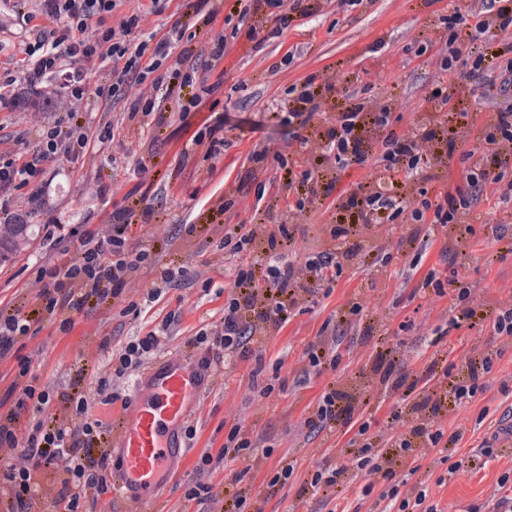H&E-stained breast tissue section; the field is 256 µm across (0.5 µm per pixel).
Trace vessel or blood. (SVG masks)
<instances>
[{
  "instance_id": "b4317fda",
  "label": "vessel or blood",
  "mask_w": 512,
  "mask_h": 512,
  "mask_svg": "<svg viewBox=\"0 0 512 512\" xmlns=\"http://www.w3.org/2000/svg\"><path fill=\"white\" fill-rule=\"evenodd\" d=\"M209 385L189 358L159 360L134 381L129 411L112 436V491L150 502L163 489L169 466L183 448L182 429Z\"/></svg>"
}]
</instances>
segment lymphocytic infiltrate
Wrapping results in <instances>:
<instances>
[{"label":"lymphocytic infiltrate","instance_id":"obj_1","mask_svg":"<svg viewBox=\"0 0 512 512\" xmlns=\"http://www.w3.org/2000/svg\"><path fill=\"white\" fill-rule=\"evenodd\" d=\"M168 2L151 0L146 6L140 0H14L25 34L18 50L28 64L20 78L8 71L0 73V112H34L41 119L34 130L0 134L4 147L12 141L34 143L27 156L6 148L0 153L1 224L27 223L29 214L19 209L17 199L23 194L29 203H43L49 185L48 167L64 161L75 164L108 149L114 129L140 116L152 117L157 139L172 125L189 131L180 155L186 158L196 150L204 153L210 164L201 173L203 182L221 174L218 162L224 155L223 122L193 132L187 119L208 94L201 78L221 64L228 38L223 29L212 27L199 35L191 31L189 22L178 21L168 28H155L147 39L134 40V33L150 16L163 14ZM318 9L317 0H234L224 21H252L253 33L271 41L287 28L289 14L309 16ZM511 29L512 0H467L464 10L449 14L447 34L434 41L423 40L416 50L420 56L433 54L437 77L434 91L427 97L431 110L404 132L389 128L392 104L351 94L335 126L322 134L320 150H310L308 138L298 137V152L304 157L301 173L288 172L282 153L273 154L266 148L256 153V161L271 156L286 170L283 187L294 195L295 202L287 206V218L237 224L233 221L234 200H217L214 211L226 221L219 247L233 271V283L219 321L199 328L188 342L190 350L199 353L203 367L228 366L249 357L255 337L282 330L303 299L331 293L344 265L365 269L388 265L391 253L368 248L366 230L404 219L412 230L398 240L396 248L411 251L412 263L417 266L440 228L477 222V196L484 194L512 207V181H505L503 174L505 168L512 167V59L501 61L493 49L499 37ZM467 61L474 70L493 73L497 78L496 85L481 94L491 106L483 136L485 148L462 155L469 165L467 187L456 189L446 200L436 196L411 200L407 187L425 169L452 158L453 138L469 124L467 113L456 107V85L444 81ZM102 70L107 71L110 84L97 90L105 106L93 124L82 118L88 96L85 77ZM48 78L60 87V94L43 91L42 84ZM336 85L333 77L320 82L308 78L287 104L288 123L308 126ZM374 130L383 131L384 136L372 142L368 134ZM444 131L449 141H441ZM342 160L389 173L390 187L375 179L359 183L341 204L342 209L356 210L357 223L330 225L325 250L306 254L300 262L288 259L286 252L301 230L297 218L315 214L328 196L318 180L319 169ZM159 218L158 209L144 198L115 206L104 228L82 231L74 256L62 255L40 267L38 276L46 285L38 294V312L44 320L69 331L74 314L93 303H109L119 316L129 315L132 307L123 294L126 279L142 270L151 278L147 303L159 301L175 285L179 272L134 240L136 226H148ZM455 289L463 306L450 316L449 327L460 328L486 313L494 334L512 339V299L484 307L473 304L469 284L456 283ZM172 323L168 317L144 335L130 337L112 355L111 381H98L71 396L75 413L85 415L94 408L112 407L119 396L109 391V384L122 383L131 371L144 368L162 353ZM457 366L466 375L456 380L451 372ZM493 367V354L469 350L462 352L454 365L446 356L433 355L419 375L408 370L397 375L385 369L382 378L389 381L392 391L412 400L408 412L397 411L391 416L392 421L401 423L402 432L384 448L380 437L370 435L369 423L357 425L349 442V463L316 467L307 487L332 500L340 484L358 479L363 487L353 512H439L437 503L429 499L427 483H420L412 493H401L394 465L398 458L419 448L443 454L457 447L462 433L445 434L436 420L487 394ZM10 391L17 396V406L35 401L39 416L23 430L18 429L14 414L0 416V447L22 449L32 462L30 468L0 473V494L11 499L12 512H32L34 471L60 465L66 477L57 500L59 512H83L88 499L110 488L105 422L96 419L72 428L46 416L49 389L16 381ZM353 419L352 397L332 386L322 393L305 425L330 430L339 423L353 424Z\"/></svg>","mask_w":512,"mask_h":512}]
</instances>
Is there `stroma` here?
I'll return each mask as SVG.
<instances>
[{"label":"stroma","instance_id":"stroma-1","mask_svg":"<svg viewBox=\"0 0 512 512\" xmlns=\"http://www.w3.org/2000/svg\"><path fill=\"white\" fill-rule=\"evenodd\" d=\"M466 0H365L349 6L342 0H319V11L309 17L292 16L283 34L273 43H259L249 25H242L224 55L223 68L211 74L216 89L206 96V106L191 115L192 128L204 120L223 118L224 158L234 161L225 182L202 183L198 176L207 160L196 153L187 161L178 157L183 136L177 127L166 130L168 144L155 145L150 132L123 127L116 131L110 150L85 158L82 172L72 164L61 163L52 174L47 190L45 212L35 214L34 230L10 262L0 267V301L32 312L43 283L37 269L56 259L61 250L76 251L79 237L88 224L99 223L101 216L125 197L153 196L161 211V221L149 225L142 237L144 247L161 246V260L183 267L185 275L147 314L118 317L111 306L101 305L75 315L70 332L47 324L31 328L18 344L17 358L0 362V407L16 409L8 389L26 362L29 376L49 386L48 411L59 423L70 427L84 424L64 397L76 385L111 378L112 368L99 351L102 341L119 346L129 336L148 331L167 314L175 322L166 342V353H188V340L200 327L218 320L224 305L221 291L230 284L232 273L224 267V254L217 245L224 229L212 220L209 197L237 192L242 198L239 219L254 223L256 211L276 207L284 211L286 202L282 173L273 159L255 162L254 149L266 146L287 152L294 130L273 119L272 113L289 98L292 86L301 85L313 74L325 73L345 81L360 97H393L395 131L407 129L427 107L426 97L437 75L432 64L416 58L419 36L434 37L443 17ZM482 73L463 79L457 103L468 112L471 127L463 131V151L479 147V138L491 110L479 99L477 89L486 82ZM145 164L148 176H141L138 164ZM364 171L356 166L333 165L323 173L324 181L335 184V192L318 212L305 221V246L322 244L326 227L336 221V205L341 194L360 181ZM107 193H99V185ZM483 221L465 232L463 225H449L434 242L424 269H436L441 277L459 276L473 288L476 300L495 301L512 296V223L502 221L493 197H479L475 206ZM54 221L53 239H46L44 224ZM194 224V233L179 231L181 223ZM412 256L394 254L386 271L376 272L348 267L333 285L329 296L315 297L310 309L296 312L288 325L262 344V361H238L228 372H216L211 387L201 398L189 420L197 435L193 447L169 470L170 478L161 498L143 502L134 497L105 493L86 502V512H213L229 495L223 463L212 464L205 476L195 470L203 452L218 455L230 429L241 426L264 445L273 448L271 457L256 456L242 485L249 488L261 512H351L362 485L352 482L326 504L323 494L303 489L302 482L316 465H340L352 430L308 431L305 420L314 411L329 385L354 398V418L369 421L371 434L390 437L386 420L399 407L397 395L381 382L375 370L380 348L392 349L397 369L420 370L434 349L447 351L457 359L460 351L475 349L495 354L494 382L486 397L442 419L446 433L462 432L463 439L452 461L456 473H449L437 452L408 455L397 470L398 478L416 484L415 467H433L435 475L445 476L443 486H431L430 494L439 500L442 512H467L469 506L486 500L497 478L512 467V440H501L497 458L474 461L468 457L471 444L496 430L505 410L512 407V391H501L499 380L512 373V341L494 336L489 320L447 329L441 340H434L436 328H447L457 297L448 292L435 297L403 287L400 271ZM357 301L363 307L357 329L341 338V361L336 371H309L306 351L319 339L324 321L344 305ZM259 377H252V370ZM274 383L270 397H262L260 386ZM293 465V484L287 492H271L270 476L280 467ZM211 488L207 501L191 499L187 490L196 478Z\"/></svg>","mask_w":512,"mask_h":512}]
</instances>
